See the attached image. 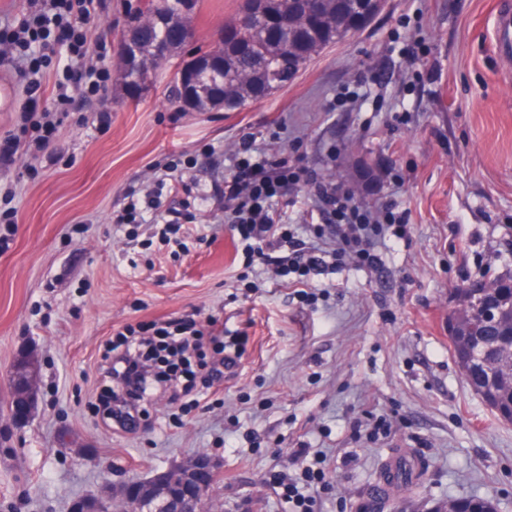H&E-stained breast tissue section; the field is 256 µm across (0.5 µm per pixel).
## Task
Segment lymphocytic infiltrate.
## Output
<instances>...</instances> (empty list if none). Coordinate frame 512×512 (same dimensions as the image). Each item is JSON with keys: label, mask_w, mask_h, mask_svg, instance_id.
Returning <instances> with one entry per match:
<instances>
[{"label": "lymphocytic infiltrate", "mask_w": 512, "mask_h": 512, "mask_svg": "<svg viewBox=\"0 0 512 512\" xmlns=\"http://www.w3.org/2000/svg\"><path fill=\"white\" fill-rule=\"evenodd\" d=\"M98 7V0H31L26 14L0 28V42L10 45L20 69L33 75L40 69L36 46H57L79 58L75 72L87 92L103 93L107 70L85 58V23ZM51 110L36 97L28 98L24 106L21 119L36 150L46 149L57 136ZM297 182L306 186L323 218L311 241L295 236L275 218L282 188ZM212 190L224 201V221L248 263L272 267L277 277L293 276L302 285L350 260L359 267L378 268L382 239L407 235L402 216L389 211L383 221H374L371 212L353 205L350 194L336 183L286 161L270 166L258 156L250 136L240 139L223 179L215 181ZM210 346L221 355L237 348L238 341L215 335L211 325L193 320L120 330L112 340L108 372L116 383L129 388L131 403L144 400L152 385L159 384L172 402L185 406L194 400L197 370L211 366L206 353Z\"/></svg>", "instance_id": "obj_1"}]
</instances>
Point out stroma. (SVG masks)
<instances>
[{"label":"stroma","mask_w":512,"mask_h":512,"mask_svg":"<svg viewBox=\"0 0 512 512\" xmlns=\"http://www.w3.org/2000/svg\"><path fill=\"white\" fill-rule=\"evenodd\" d=\"M147 0H105L90 43L118 66L130 18ZM512 0H386L371 27L326 48L288 84L231 112H183L173 68L140 95L116 84L75 94L43 152L19 147L0 167V210L13 209L0 251V512H70L203 454L216 480L210 512H288L275 475L301 477L322 459L330 486L315 512H361L388 462L422 460L415 486L381 512H435L448 498H495L512 512V424L461 375L448 340L456 288L512 273V65L498 52L500 9ZM241 0H196L191 48L214 45ZM0 137L22 138L27 83L10 57ZM112 114L109 128L93 112ZM254 135L270 161L300 159L392 209L408 240L382 247L376 270L320 277L311 297L242 264L224 203L211 196L231 156ZM180 158L183 180L158 182ZM14 197H6L5 188ZM162 208L188 205L189 250L128 236L111 221L132 191ZM239 336L244 354L220 379H196L181 412L157 392L135 424L112 414L101 366L113 334L170 319L205 320ZM39 362V401L24 426H4L20 352ZM384 432H377L378 424ZM296 448L308 457L294 458Z\"/></svg>","instance_id":"obj_1"}]
</instances>
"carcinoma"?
<instances>
[{
	"instance_id": "carcinoma-1",
	"label": "carcinoma",
	"mask_w": 512,
	"mask_h": 512,
	"mask_svg": "<svg viewBox=\"0 0 512 512\" xmlns=\"http://www.w3.org/2000/svg\"><path fill=\"white\" fill-rule=\"evenodd\" d=\"M194 0H148L146 9L131 22L128 34L136 36L140 48L150 51L164 46L166 61L177 60V69H188L194 57L217 56L222 66L217 71V92L199 95L187 103L180 83H175L171 98L184 112L233 111L250 101L266 97L292 81L298 71L327 47L344 42L360 28L363 15L351 0H242L238 14L224 23V51L213 48L188 54L185 47L191 35ZM169 19L166 26L149 23L152 15ZM150 68L122 67L123 89H143ZM480 295L467 288L456 289V313L461 335L450 337L455 362L462 375L474 380L487 377L482 367L471 368L472 360L462 348L466 336L495 347V370L512 378V329L484 322L476 312ZM37 362L28 352L21 353L13 367L17 378L37 372ZM479 502L486 512H497L495 500L487 497L450 498L467 508Z\"/></svg>"
}]
</instances>
